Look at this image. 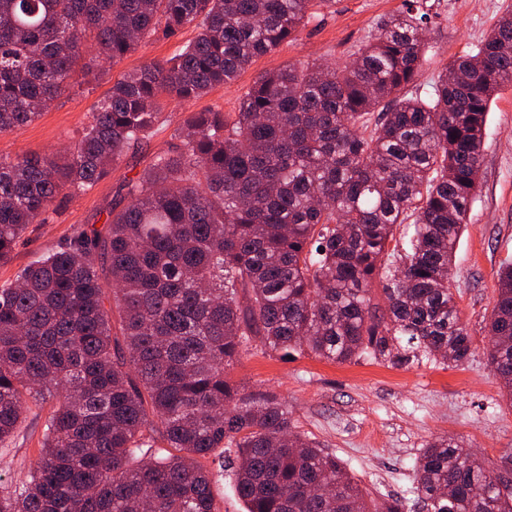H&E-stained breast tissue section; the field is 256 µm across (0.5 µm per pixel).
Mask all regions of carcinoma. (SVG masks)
Listing matches in <instances>:
<instances>
[{"label":"carcinoma","instance_id":"1","mask_svg":"<svg viewBox=\"0 0 512 512\" xmlns=\"http://www.w3.org/2000/svg\"><path fill=\"white\" fill-rule=\"evenodd\" d=\"M427 0L382 19L342 69L259 76L230 115L177 126L180 146L84 228L0 284V445L55 393L41 462L0 512H217L201 460L233 452L245 512H406L365 495L339 459L293 431L288 406L224 371L255 341L336 363L462 362L472 338L449 288L480 191L486 117L512 83V11L418 95ZM336 0H0V133L71 86L85 45L112 62L163 30L195 38L112 83L67 161L0 156V263L57 196L84 191L198 100L294 40ZM414 218L405 253L397 225ZM382 284L385 307L369 285ZM112 290L121 337L112 334ZM489 361L512 399V262L498 272ZM427 512H512V461L446 437L421 449Z\"/></svg>","mask_w":512,"mask_h":512}]
</instances>
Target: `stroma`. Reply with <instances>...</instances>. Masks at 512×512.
Segmentation results:
<instances>
[{
  "label": "stroma",
  "instance_id": "obj_1",
  "mask_svg": "<svg viewBox=\"0 0 512 512\" xmlns=\"http://www.w3.org/2000/svg\"><path fill=\"white\" fill-rule=\"evenodd\" d=\"M402 4L336 0L333 11L306 24L296 40L256 59L232 84L215 87L196 101L167 102L168 121L156 127L147 143L129 149L91 189L60 194L48 223L30 225L11 260L0 265V283L64 244L79 228L102 227L109 209L122 202L118 190L123 180L137 177L155 153L175 146L173 129L184 115L206 106L237 111L241 95L258 76L288 64L348 61L375 24L400 11ZM508 5L512 0H436L422 88L444 76L455 57L472 50ZM194 36L190 28L176 38L158 34L120 61L86 77L74 75L69 92L34 122L0 134V155L68 154L90 120L92 105L113 81L148 61L170 58ZM480 182L450 280L472 338L464 362L393 367L363 357L341 364L306 352L286 358L256 344L225 370L242 392L277 394L288 405L295 432L335 454L372 498H412L415 461L424 445L438 436L454 439L490 466L512 452V401L488 362L485 336V321L497 295V271L512 260V84L490 105ZM44 417L37 408L28 409L14 441L0 447V490L18 489L36 467Z\"/></svg>",
  "mask_w": 512,
  "mask_h": 512
}]
</instances>
